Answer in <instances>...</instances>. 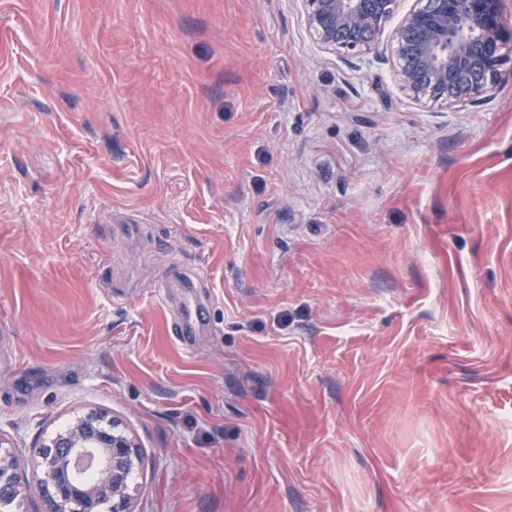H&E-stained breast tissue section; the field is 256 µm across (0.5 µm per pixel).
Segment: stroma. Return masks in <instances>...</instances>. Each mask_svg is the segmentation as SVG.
<instances>
[{
	"mask_svg": "<svg viewBox=\"0 0 512 512\" xmlns=\"http://www.w3.org/2000/svg\"><path fill=\"white\" fill-rule=\"evenodd\" d=\"M301 0H0V437L134 512H512V60L422 104ZM205 310L173 324L185 285ZM1 448L0 501L14 502L22 488L34 486L42 493L44 512H133L130 483L143 460L119 424L76 420L39 447L30 473L20 472L15 455ZM87 475L94 479L86 482Z\"/></svg>",
	"mask_w": 512,
	"mask_h": 512,
	"instance_id": "1",
	"label": "stroma"
}]
</instances>
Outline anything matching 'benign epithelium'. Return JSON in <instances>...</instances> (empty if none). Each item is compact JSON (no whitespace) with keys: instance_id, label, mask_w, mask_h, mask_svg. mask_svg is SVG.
<instances>
[{"instance_id":"benign-epithelium-1","label":"benign epithelium","mask_w":512,"mask_h":512,"mask_svg":"<svg viewBox=\"0 0 512 512\" xmlns=\"http://www.w3.org/2000/svg\"><path fill=\"white\" fill-rule=\"evenodd\" d=\"M309 30L334 49L369 51L397 0H301ZM402 90L421 101L460 105L487 98L508 58L512 31L500 0H425L391 36ZM143 460L132 436L100 419L81 418L39 447L29 473L0 452V501L37 488L44 512H132L130 483Z\"/></svg>"}]
</instances>
